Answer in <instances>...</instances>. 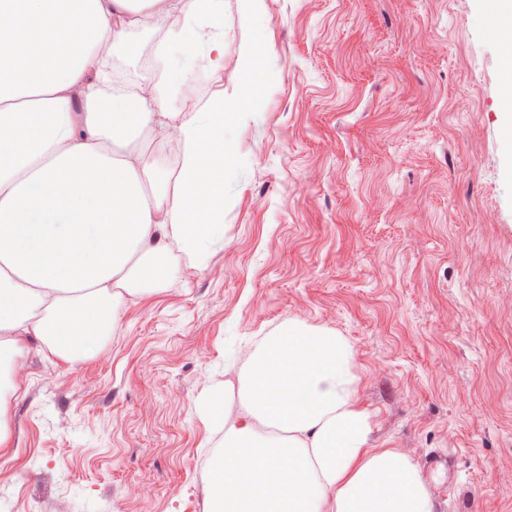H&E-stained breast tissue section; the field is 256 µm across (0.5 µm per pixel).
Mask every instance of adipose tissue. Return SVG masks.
Wrapping results in <instances>:
<instances>
[{"label":"adipose tissue","mask_w":512,"mask_h":512,"mask_svg":"<svg viewBox=\"0 0 512 512\" xmlns=\"http://www.w3.org/2000/svg\"><path fill=\"white\" fill-rule=\"evenodd\" d=\"M0 40L24 31L17 67L0 47V363L29 341L63 361L97 356L124 295L154 292L173 251L197 264L224 245V206L251 159L245 115L202 101L224 70L220 0H0ZM263 0H243L241 59L260 72ZM159 34L134 78L132 32ZM194 99L170 100L184 84ZM157 151L154 164L146 149ZM355 350L292 319L260 337L238 374V408L201 411L222 430L210 512H435L416 465L368 445Z\"/></svg>","instance_id":"obj_1"}]
</instances>
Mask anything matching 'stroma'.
I'll return each instance as SVG.
<instances>
[{"label":"stroma","mask_w":512,"mask_h":512,"mask_svg":"<svg viewBox=\"0 0 512 512\" xmlns=\"http://www.w3.org/2000/svg\"><path fill=\"white\" fill-rule=\"evenodd\" d=\"M263 6L247 81L224 0L213 93L262 104L223 248L173 252L91 360L30 344L0 512H208L225 335L244 360L291 319L351 341L369 447L416 464L437 512H512V0Z\"/></svg>","instance_id":"stroma-1"}]
</instances>
